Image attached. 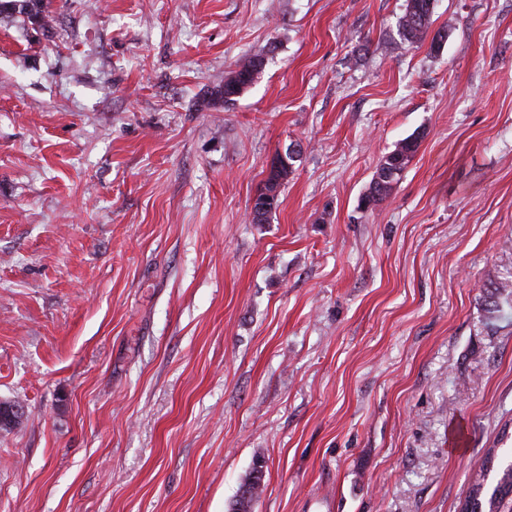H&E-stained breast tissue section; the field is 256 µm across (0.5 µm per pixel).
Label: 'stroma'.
Wrapping results in <instances>:
<instances>
[{
    "label": "stroma",
    "mask_w": 512,
    "mask_h": 512,
    "mask_svg": "<svg viewBox=\"0 0 512 512\" xmlns=\"http://www.w3.org/2000/svg\"><path fill=\"white\" fill-rule=\"evenodd\" d=\"M405 5L0 24V512H228L258 457L254 512H459L512 448V0H435L437 53ZM404 14L398 21L401 40L408 45L423 42L432 25V0H406ZM264 58L254 56L244 60L224 79V102L233 101L251 85L264 66ZM419 145V136L407 137L380 159L369 193L362 200L365 205H376L389 194L392 185L400 180L408 162L418 151ZM293 154H286L287 162L278 161L277 165L272 162V169L270 172V177L268 182L274 181L273 187H275V192L271 194L270 200L268 202H261V198L265 195L264 192L259 193L258 200L254 206V217H252V222L255 224H265L268 222L271 214L277 209L279 205V194L280 188L283 185V181L288 176V171L291 166V161L295 158ZM274 202V204H273Z\"/></svg>",
    "instance_id": "obj_1"
}]
</instances>
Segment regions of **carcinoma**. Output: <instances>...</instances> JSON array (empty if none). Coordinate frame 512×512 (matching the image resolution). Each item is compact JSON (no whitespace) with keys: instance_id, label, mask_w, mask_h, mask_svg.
I'll return each mask as SVG.
<instances>
[{"instance_id":"cac0c4a2","label":"carcinoma","mask_w":512,"mask_h":512,"mask_svg":"<svg viewBox=\"0 0 512 512\" xmlns=\"http://www.w3.org/2000/svg\"><path fill=\"white\" fill-rule=\"evenodd\" d=\"M433 8L431 0H407L404 14L398 21L401 40L409 45L423 42L432 25ZM0 21L30 24L41 30L52 21L50 0H0ZM264 66V58L254 56L244 60L224 79V101H232L251 85ZM420 137L410 136L401 140L387 155L383 156L376 168L369 193L363 198L367 206L375 205L390 192L398 182L408 162L418 151ZM287 162L272 165L269 181L275 192L270 201L256 202L255 224H265L279 205L280 188L288 176L294 155L286 154ZM462 512H512V457L488 452L483 463L474 470L471 477L470 494L462 506Z\"/></svg>"}]
</instances>
